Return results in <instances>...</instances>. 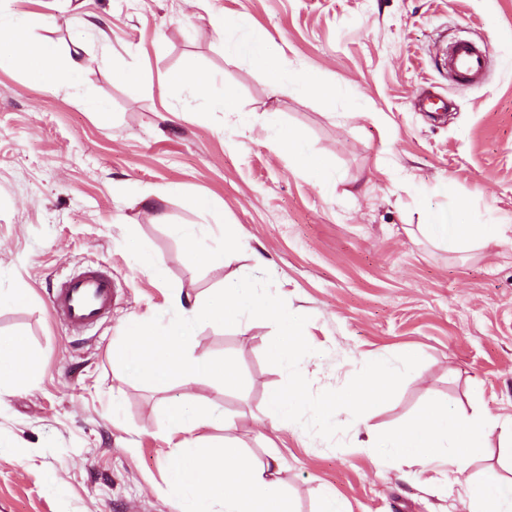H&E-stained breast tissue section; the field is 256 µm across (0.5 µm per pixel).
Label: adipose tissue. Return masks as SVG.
<instances>
[{
	"mask_svg": "<svg viewBox=\"0 0 512 512\" xmlns=\"http://www.w3.org/2000/svg\"><path fill=\"white\" fill-rule=\"evenodd\" d=\"M28 25L26 17L0 15V60H8L26 73L48 95L63 90L81 92L80 51L58 56L53 44L28 36ZM223 26L233 32L224 41L226 54L255 60L272 79H279V61L268 52L263 40L248 34L246 19L227 18ZM426 230L453 248L498 241L507 227L470 223L468 208L462 204L452 213L430 212ZM171 231L183 241L190 260L204 262L213 269L223 268L227 251L235 246L228 239L216 248L202 247V231L193 225L175 224ZM244 315L276 322L278 331L267 346V356L292 376L288 389L268 393L272 417L295 425L304 416H316L317 407L303 396V378L296 366L302 320L281 307L275 295L257 288L248 275L225 283L219 292L203 299H184L182 290L174 289L170 312L149 323L133 320L125 340L112 349V362L125 377L158 386L176 379L185 389L184 394L167 402L162 414L166 431L179 438L168 467V485L178 512H292L269 464L253 460L235 440L212 446L198 434L201 428L223 425L224 415L196 401L190 392L192 385L209 379L228 387L236 382L237 373L231 361L196 350L190 338L201 324H222ZM418 357V352L412 351L396 363L379 357L366 359L363 384L346 398L352 418H359L387 398L396 377ZM40 363V356L21 337L0 338V388L28 387ZM494 439L503 447H512V417L486 413L466 420L446 404L434 402L398 430L383 436L369 434L367 445L383 449L385 457L397 465L425 468L446 464L449 472L465 483L471 512H512V479L475 478L469 473L475 452L488 447Z\"/></svg>",
	"mask_w": 512,
	"mask_h": 512,
	"instance_id": "adipose-tissue-1",
	"label": "adipose tissue"
}]
</instances>
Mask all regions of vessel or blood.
Instances as JSON below:
<instances>
[{
  "instance_id": "vessel-or-blood-1",
  "label": "vessel or blood",
  "mask_w": 512,
  "mask_h": 512,
  "mask_svg": "<svg viewBox=\"0 0 512 512\" xmlns=\"http://www.w3.org/2000/svg\"><path fill=\"white\" fill-rule=\"evenodd\" d=\"M485 49L468 40L456 41L447 58L449 74L459 80L482 78L486 64ZM114 287L102 270L88 268L62 280L52 292L49 303L57 318L75 333L99 321L112 309Z\"/></svg>"
}]
</instances>
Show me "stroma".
Masks as SVG:
<instances>
[{"label": "stroma", "instance_id": "obj_1", "mask_svg": "<svg viewBox=\"0 0 512 512\" xmlns=\"http://www.w3.org/2000/svg\"><path fill=\"white\" fill-rule=\"evenodd\" d=\"M59 54L83 44V94L46 96L0 66V286L27 292L0 307V336H26L42 359L28 390L0 393V512H176L166 479L177 439L160 420L177 385L118 382L112 344L127 322L154 320L170 288L206 297L250 273L300 314L305 396L326 422L272 423L270 389L286 375L266 356L267 321L203 324L197 350L230 356L241 383L207 379L196 396L259 461L278 455L294 512L332 490L346 512H468L463 482L362 447L432 400L466 418L512 416V233L470 249L422 230L433 209L467 204L476 224L512 225V0H8ZM247 15L282 63L279 80L224 52L213 19ZM97 17L101 32L81 21ZM459 37L489 48L482 80L448 76ZM131 66L137 85L113 80ZM235 91L210 109L178 75ZM309 76L333 100L300 89ZM288 127L319 156L312 179L266 134ZM210 200L204 212L194 197ZM235 231L223 271L190 264L170 227ZM163 261L167 284L138 267L133 246ZM88 265L118 287L111 314L75 335L48 294ZM422 354L392 395L353 423L341 398L362 361ZM123 390L120 414L112 389Z\"/></svg>", "mask_w": 512, "mask_h": 512}]
</instances>
